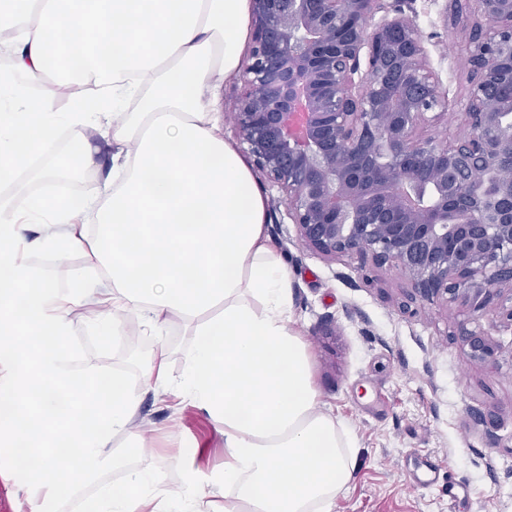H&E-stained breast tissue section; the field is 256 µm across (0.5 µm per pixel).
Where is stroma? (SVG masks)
Instances as JSON below:
<instances>
[{
    "instance_id": "stroma-1",
    "label": "stroma",
    "mask_w": 512,
    "mask_h": 512,
    "mask_svg": "<svg viewBox=\"0 0 512 512\" xmlns=\"http://www.w3.org/2000/svg\"><path fill=\"white\" fill-rule=\"evenodd\" d=\"M420 29L430 62L448 94V112L427 133L442 140L459 129L457 101L466 89L465 21L445 22L454 0H389ZM256 183L268 200L266 233L288 260L293 277L292 316L310 347L315 385L326 409L353 434L359 463L336 512H512V322L500 310L472 320L465 307L442 308L420 300L402 310L408 284L400 271L357 256L328 259L298 241L279 190L263 174ZM98 308L76 309L75 338L84 353L141 378L159 346L179 379L191 345L188 329L172 327L163 337L143 335L128 321L123 346L102 349L86 325ZM482 333L498 353L476 362L459 337ZM484 423H476L474 413ZM147 445L132 451V464L153 463L161 478L177 484L181 462L218 470L224 438L209 415L175 398L146 393L140 408ZM452 469L468 486L449 500L444 482L413 483L409 453Z\"/></svg>"
}]
</instances>
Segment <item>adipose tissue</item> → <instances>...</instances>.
<instances>
[{"label":"adipose tissue","instance_id":"adipose-tissue-1","mask_svg":"<svg viewBox=\"0 0 512 512\" xmlns=\"http://www.w3.org/2000/svg\"><path fill=\"white\" fill-rule=\"evenodd\" d=\"M251 0H0V444H22L28 471L0 478L30 512H52L80 484H98L84 512H335L357 467L350 432L323 406L308 347L290 315L293 280L266 233L267 200L226 142L221 90L239 72ZM64 59L55 98L35 94L52 57ZM111 143L112 176L80 208L33 197L27 181L58 179L39 163L67 136L76 169L96 165L84 131ZM85 250L66 284L30 255ZM100 312L101 345L128 320L151 332L182 324L193 336L179 382L165 362L129 383L82 357L72 313ZM205 410L224 434V467L183 463L179 484L152 465L136 421L143 389ZM122 467L121 485H99Z\"/></svg>","mask_w":512,"mask_h":512}]
</instances>
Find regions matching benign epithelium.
Masks as SVG:
<instances>
[{
  "instance_id": "1",
  "label": "benign epithelium",
  "mask_w": 512,
  "mask_h": 512,
  "mask_svg": "<svg viewBox=\"0 0 512 512\" xmlns=\"http://www.w3.org/2000/svg\"><path fill=\"white\" fill-rule=\"evenodd\" d=\"M235 127L298 240L401 270L407 301L474 316L512 297V0H466L464 131L424 133L448 100L424 39L385 0H251ZM474 361L496 348L474 330Z\"/></svg>"
}]
</instances>
